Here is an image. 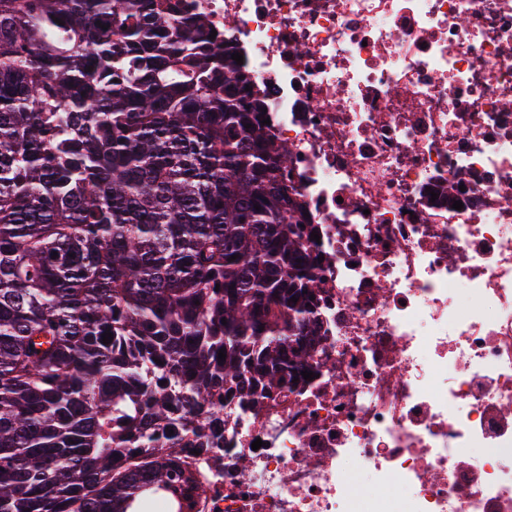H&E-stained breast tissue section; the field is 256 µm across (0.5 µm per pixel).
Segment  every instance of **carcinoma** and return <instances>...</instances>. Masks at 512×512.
<instances>
[{"label": "carcinoma", "mask_w": 512, "mask_h": 512, "mask_svg": "<svg viewBox=\"0 0 512 512\" xmlns=\"http://www.w3.org/2000/svg\"><path fill=\"white\" fill-rule=\"evenodd\" d=\"M210 34L181 0H0V512L199 495L172 413L212 433L311 358L314 227Z\"/></svg>", "instance_id": "obj_1"}]
</instances>
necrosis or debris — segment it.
<instances>
[{"label":"necrosis or debris","mask_w":512,"mask_h":512,"mask_svg":"<svg viewBox=\"0 0 512 512\" xmlns=\"http://www.w3.org/2000/svg\"><path fill=\"white\" fill-rule=\"evenodd\" d=\"M185 2L320 236L314 377L185 440L193 512H512V0Z\"/></svg>","instance_id":"1"}]
</instances>
